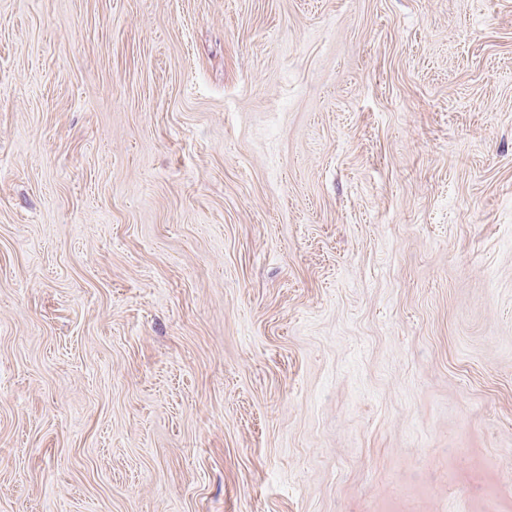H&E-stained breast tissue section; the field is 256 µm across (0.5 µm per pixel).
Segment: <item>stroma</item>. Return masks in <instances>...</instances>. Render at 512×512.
Wrapping results in <instances>:
<instances>
[{"instance_id": "obj_1", "label": "stroma", "mask_w": 512, "mask_h": 512, "mask_svg": "<svg viewBox=\"0 0 512 512\" xmlns=\"http://www.w3.org/2000/svg\"><path fill=\"white\" fill-rule=\"evenodd\" d=\"M512 0H0V512H512Z\"/></svg>"}]
</instances>
